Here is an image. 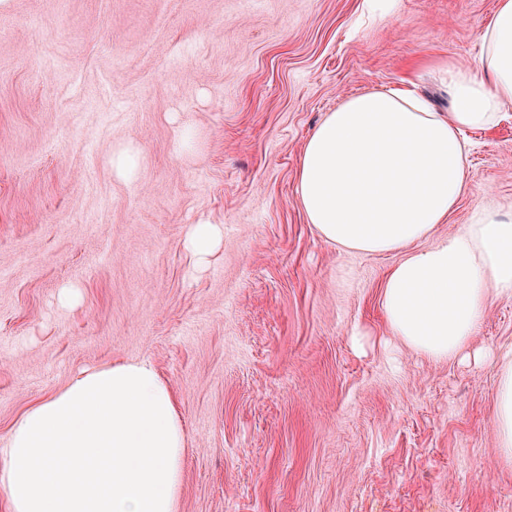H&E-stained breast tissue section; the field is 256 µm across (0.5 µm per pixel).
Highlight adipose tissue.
<instances>
[{
    "mask_svg": "<svg viewBox=\"0 0 512 512\" xmlns=\"http://www.w3.org/2000/svg\"><path fill=\"white\" fill-rule=\"evenodd\" d=\"M481 74L443 63L449 108L408 88L345 98L307 137L296 193L326 242L397 254L381 284L386 323L406 347L451 360L468 346L489 295L512 296V211L488 204L440 238L469 189L465 134L512 108V0L479 26ZM217 224L189 228L194 266L210 262ZM497 446L512 459V356L497 365ZM186 432L169 385L145 361L81 371L28 407L0 448L8 512H177Z\"/></svg>",
    "mask_w": 512,
    "mask_h": 512,
    "instance_id": "ef3b65f1",
    "label": "adipose tissue"
}]
</instances>
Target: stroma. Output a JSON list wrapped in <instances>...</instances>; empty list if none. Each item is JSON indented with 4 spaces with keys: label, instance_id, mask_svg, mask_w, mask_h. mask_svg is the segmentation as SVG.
Returning <instances> with one entry per match:
<instances>
[{
    "label": "stroma",
    "instance_id": "stroma-1",
    "mask_svg": "<svg viewBox=\"0 0 512 512\" xmlns=\"http://www.w3.org/2000/svg\"><path fill=\"white\" fill-rule=\"evenodd\" d=\"M497 0H0V446L79 371L150 361L187 433L178 512H512L489 361L388 328L393 254L322 240L296 194L306 138L346 97L476 67ZM440 225L512 203V114L470 132ZM131 141L135 181L109 157ZM224 227L204 270L190 225ZM77 305L59 301L63 286ZM471 347L512 349V297Z\"/></svg>",
    "mask_w": 512,
    "mask_h": 512
}]
</instances>
